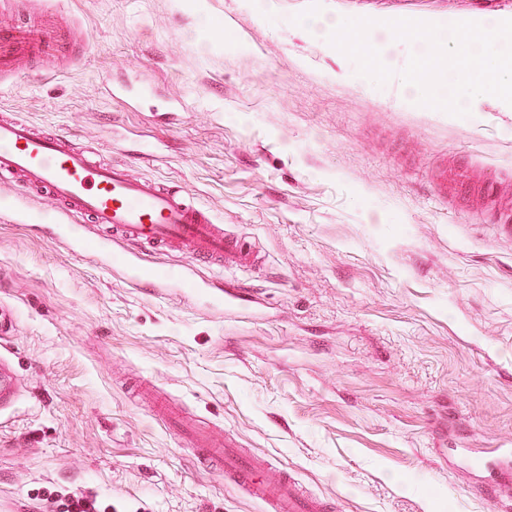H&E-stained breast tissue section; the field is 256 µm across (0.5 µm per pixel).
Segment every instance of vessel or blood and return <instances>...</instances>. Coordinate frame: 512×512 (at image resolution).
<instances>
[{
  "label": "vessel or blood",
  "instance_id": "obj_1",
  "mask_svg": "<svg viewBox=\"0 0 512 512\" xmlns=\"http://www.w3.org/2000/svg\"><path fill=\"white\" fill-rule=\"evenodd\" d=\"M61 41L46 26L0 27V71L18 70L26 60L53 54ZM473 172L470 165H441L433 176L436 196L444 201L465 189L478 198L496 197L495 181ZM17 188L37 197L49 195L55 204L53 238L69 248L97 239L102 248L111 249L114 270L130 285L143 283L163 292L173 285L199 284L210 311L227 318L254 314L261 304L257 296L223 278L198 279L196 263L223 270L255 260L253 248L217 224L210 210L178 189L96 160L91 149L75 146L68 136L1 118L0 190ZM169 249L187 252L192 264L155 265L153 255ZM151 412L184 434L196 458L215 464L225 481L261 502L265 512H327L325 500L304 490L283 466L246 455L233 440L191 424L171 397L154 396ZM481 473L491 495L512 487V450L496 451L483 462Z\"/></svg>",
  "mask_w": 512,
  "mask_h": 512
}]
</instances>
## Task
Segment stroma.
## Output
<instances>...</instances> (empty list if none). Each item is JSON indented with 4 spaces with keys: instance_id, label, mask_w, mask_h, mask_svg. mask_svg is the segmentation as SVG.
Returning a JSON list of instances; mask_svg holds the SVG:
<instances>
[{
    "instance_id": "35a3bbf8",
    "label": "stroma",
    "mask_w": 512,
    "mask_h": 512,
    "mask_svg": "<svg viewBox=\"0 0 512 512\" xmlns=\"http://www.w3.org/2000/svg\"><path fill=\"white\" fill-rule=\"evenodd\" d=\"M310 0H11L0 27L57 16L63 57L0 77V115L180 186L257 243L236 275L263 300L213 316L134 288L0 200V503L60 512H264L130 397L280 462L334 512H495L477 462L512 448V226L442 205L432 176L469 156L512 195V106L456 117L399 104L292 18ZM323 14L447 25L512 0H321ZM125 88L110 96L109 87ZM147 140L156 154L124 153Z\"/></svg>"
}]
</instances>
